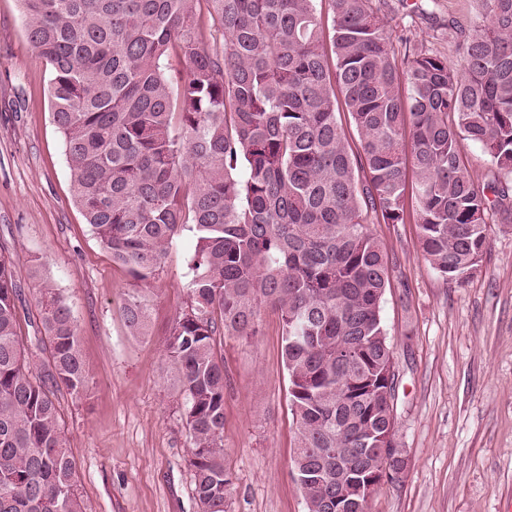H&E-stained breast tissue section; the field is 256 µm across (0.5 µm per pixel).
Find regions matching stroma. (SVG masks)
<instances>
[{
    "instance_id": "35a3bbf8",
    "label": "stroma",
    "mask_w": 512,
    "mask_h": 512,
    "mask_svg": "<svg viewBox=\"0 0 512 512\" xmlns=\"http://www.w3.org/2000/svg\"><path fill=\"white\" fill-rule=\"evenodd\" d=\"M394 39L453 56L451 28L474 0H381ZM50 69L31 50L18 0H0V248L36 312L50 280L77 322L90 381L58 391L85 512H200L179 392L162 340L187 298L188 238L144 284L113 263L72 200L63 138L50 110ZM389 258L381 319L394 351L404 478L368 512H512V219L496 222L478 270L446 285L425 261L415 222L370 226ZM148 291V335L120 306ZM224 359V463L232 512H306L295 477L296 424L282 326L261 311L257 336H218Z\"/></svg>"
}]
</instances>
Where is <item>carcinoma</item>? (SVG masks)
<instances>
[{"instance_id":"carcinoma-1","label":"carcinoma","mask_w":512,"mask_h":512,"mask_svg":"<svg viewBox=\"0 0 512 512\" xmlns=\"http://www.w3.org/2000/svg\"><path fill=\"white\" fill-rule=\"evenodd\" d=\"M315 2L20 0L51 67L74 203L112 262L147 282L191 238L164 354L202 512H231L215 336L252 338L264 307L282 323L307 512H331L329 449L369 473L406 466L396 444L372 451L396 381L380 316L389 262L367 224L406 223L413 196L424 259L460 285L508 194L470 175L459 142L512 175V0H477L455 64L399 52L371 0H328L327 41ZM37 290L33 353L1 251L0 512H84L54 390L79 398L89 373L65 299L48 281ZM121 313L147 333L148 295H128Z\"/></svg>"}]
</instances>
